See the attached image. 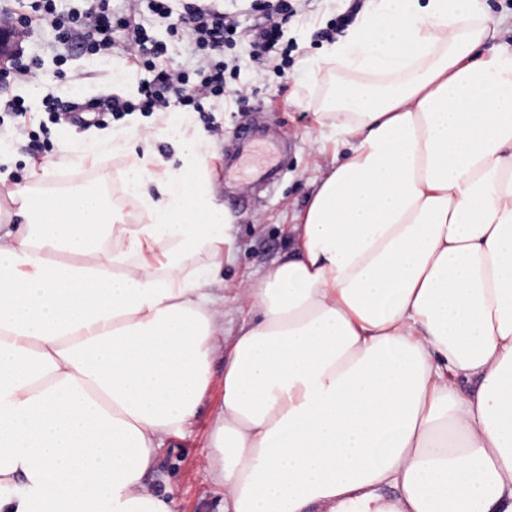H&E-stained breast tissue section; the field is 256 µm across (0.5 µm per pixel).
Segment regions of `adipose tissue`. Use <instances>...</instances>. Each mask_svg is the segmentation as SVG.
<instances>
[{
    "label": "adipose tissue",
    "mask_w": 512,
    "mask_h": 512,
    "mask_svg": "<svg viewBox=\"0 0 512 512\" xmlns=\"http://www.w3.org/2000/svg\"><path fill=\"white\" fill-rule=\"evenodd\" d=\"M496 35L486 0H369L307 60L352 76L317 103L347 151L244 309L215 289L228 226L197 147L153 194L146 162L127 170L142 224L93 189L9 190L0 512H174L146 477L219 353L224 512H512V50L484 53Z\"/></svg>",
    "instance_id": "1"
}]
</instances>
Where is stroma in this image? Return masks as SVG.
<instances>
[{
	"instance_id": "obj_1",
	"label": "stroma",
	"mask_w": 512,
	"mask_h": 512,
	"mask_svg": "<svg viewBox=\"0 0 512 512\" xmlns=\"http://www.w3.org/2000/svg\"><path fill=\"white\" fill-rule=\"evenodd\" d=\"M208 3L231 15L238 27V37L225 46L224 57L235 67L234 87L251 90L247 103L229 110L217 103L200 114L171 107L167 110L173 118L169 124L159 123L155 111L105 113L94 131L53 123L49 113L42 110L41 100L47 89L66 87V99L75 105L92 96L134 99L140 75L128 67L117 48L104 63L76 52L64 67H56L51 54L43 50L53 36L45 24L34 29L28 44L29 49L44 53L39 80L0 88V140L11 155L10 164L0 165V173L7 183L24 184L37 196L58 193L64 185L96 184L128 223L137 224L142 216L125 189L123 173L143 155L139 139L144 127L151 125L156 130L151 140L150 170L158 177L168 165L176 163L177 143L200 139L208 177L224 206L234 239V257L224 265V295L228 305L241 307L245 301L236 295L241 281L286 256L288 216L292 209L307 205L313 179L332 161L333 145L323 137L316 100L343 76L312 73L304 61L320 57L338 40L364 11L367 0H297L296 15L283 25L288 66L282 73L267 68L249 53L246 34L257 22L258 12L241 9L238 0ZM15 95L37 112L35 123L23 131L6 112L7 100ZM257 114L268 127L270 147L281 155L271 187L259 193L224 178L225 166L235 165L243 132ZM96 131L116 135L126 142V149L115 151L106 145L94 151L90 139ZM45 164L50 165L52 177L45 181L34 178V170ZM212 371L209 389L194 419L182 436L167 441L150 477L156 493L174 500L175 512H218L223 500L207 464L209 432L224 399L222 357H215Z\"/></svg>"
}]
</instances>
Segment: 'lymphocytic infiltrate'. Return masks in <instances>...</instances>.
<instances>
[{"label": "lymphocytic infiltrate", "mask_w": 512, "mask_h": 512, "mask_svg": "<svg viewBox=\"0 0 512 512\" xmlns=\"http://www.w3.org/2000/svg\"><path fill=\"white\" fill-rule=\"evenodd\" d=\"M169 0H148L149 11L160 19H173L174 32L186 35L201 53L194 71L174 66L166 42L155 39L137 22L134 14L113 13L111 0H84L82 7L58 11L56 0H31L28 12L14 15L16 27L30 32L34 23L49 24L54 31V59L65 64L72 46L92 58H104L112 48L114 33L123 35V53L135 68L148 72L146 86L138 100L113 99L99 104L86 101L83 106L88 123H96L100 111L143 112L174 105L188 112L203 111V102L224 95L225 69L219 56L235 34L223 12L202 7L198 0H186L183 11L172 15ZM266 21L254 28L249 38L253 57L270 55L282 39V21L294 14L290 0H269L265 4Z\"/></svg>", "instance_id": "obj_1"}]
</instances>
